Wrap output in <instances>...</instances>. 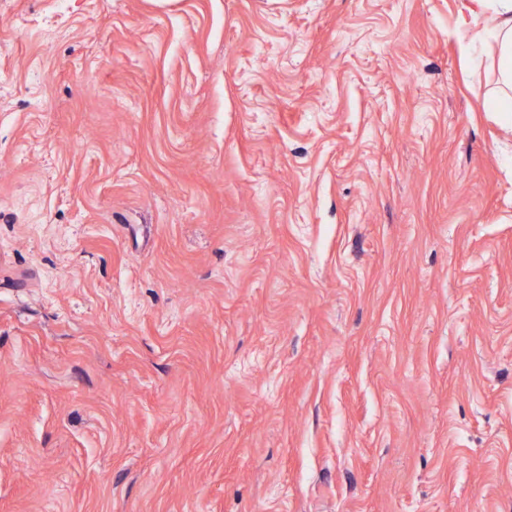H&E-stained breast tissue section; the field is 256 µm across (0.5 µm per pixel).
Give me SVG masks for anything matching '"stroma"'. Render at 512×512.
I'll return each mask as SVG.
<instances>
[{
  "label": "stroma",
  "instance_id": "1",
  "mask_svg": "<svg viewBox=\"0 0 512 512\" xmlns=\"http://www.w3.org/2000/svg\"><path fill=\"white\" fill-rule=\"evenodd\" d=\"M483 29L0 0V512H512Z\"/></svg>",
  "mask_w": 512,
  "mask_h": 512
}]
</instances>
